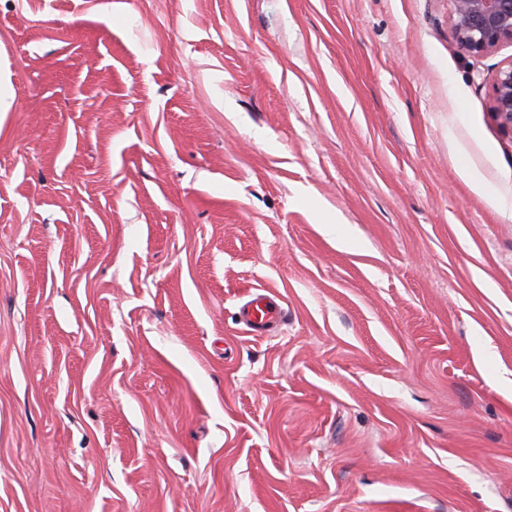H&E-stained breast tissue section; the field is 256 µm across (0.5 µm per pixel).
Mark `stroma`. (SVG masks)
Wrapping results in <instances>:
<instances>
[{
    "label": "stroma",
    "mask_w": 512,
    "mask_h": 512,
    "mask_svg": "<svg viewBox=\"0 0 512 512\" xmlns=\"http://www.w3.org/2000/svg\"><path fill=\"white\" fill-rule=\"evenodd\" d=\"M448 9L0 0V512H512V46ZM491 101L495 118L512 134V59L493 75ZM285 317L282 305L267 294L252 295L238 312L239 323L257 335L272 332L284 322Z\"/></svg>",
    "instance_id": "obj_1"
}]
</instances>
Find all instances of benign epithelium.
Masks as SVG:
<instances>
[{
	"mask_svg": "<svg viewBox=\"0 0 512 512\" xmlns=\"http://www.w3.org/2000/svg\"><path fill=\"white\" fill-rule=\"evenodd\" d=\"M454 39L470 57L487 55L512 45V0H448ZM492 111L499 124L512 132V59L492 78Z\"/></svg>",
	"mask_w": 512,
	"mask_h": 512,
	"instance_id": "obj_1",
	"label": "benign epithelium"
}]
</instances>
